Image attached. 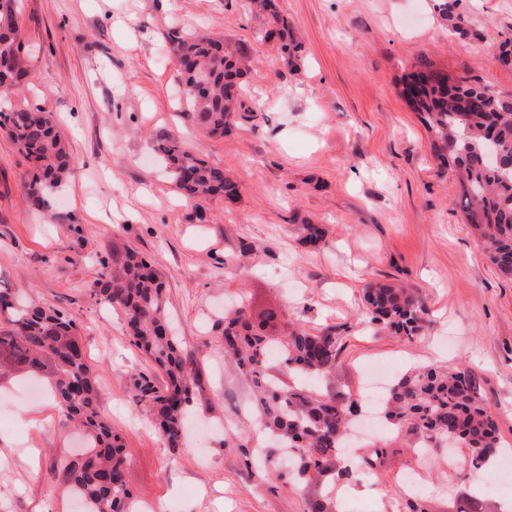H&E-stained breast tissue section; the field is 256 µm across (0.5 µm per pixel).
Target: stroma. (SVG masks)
<instances>
[{
  "label": "stroma",
  "mask_w": 512,
  "mask_h": 512,
  "mask_svg": "<svg viewBox=\"0 0 512 512\" xmlns=\"http://www.w3.org/2000/svg\"><path fill=\"white\" fill-rule=\"evenodd\" d=\"M300 46L286 67L270 23L247 0H21L25 83L14 110L53 112L76 168L52 209L23 188L22 154L0 134V289L61 308L79 327L100 388L99 413L122 439L125 475L140 501L162 512H308L313 487L292 483V463L251 414L252 383L216 345L224 308L248 295L253 313L314 331L338 326L343 349L333 390L361 393V367L424 364L469 370L496 415L501 446L489 473L466 448L415 453L414 438L378 423L343 461L336 512H506L512 504V280L483 256L458 204L456 173L439 168L430 135L403 96L422 64L495 94L512 93L499 44L512 35V0H462L466 35L450 33L434 0H278ZM183 27L247 47L246 118L203 134L178 101L166 34ZM180 137L236 182L199 222L155 152ZM326 242L300 241L302 220ZM249 244L241 253V244ZM134 249L162 275L168 315L203 384L192 429L171 455L133 380L167 379L133 343L120 309L87 293L102 262ZM421 289L433 326L423 336H375L360 322L366 281ZM28 375L0 373V512H75L59 459L81 448L53 398H19ZM383 455H375V448ZM276 461L277 477L257 465ZM421 484L404 487V472Z\"/></svg>",
  "instance_id": "1"
}]
</instances>
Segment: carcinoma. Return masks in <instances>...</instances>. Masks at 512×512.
<instances>
[{
  "label": "carcinoma",
  "instance_id": "obj_1",
  "mask_svg": "<svg viewBox=\"0 0 512 512\" xmlns=\"http://www.w3.org/2000/svg\"><path fill=\"white\" fill-rule=\"evenodd\" d=\"M18 2L0 0V85L10 87L20 85L27 75L19 59ZM459 2L441 0L438 8L454 21V31L462 33L463 19L456 12ZM251 3L272 17L281 57L291 64L295 47L288 42V22L274 0ZM167 38L180 84L185 86L184 111L206 135H224L234 116L246 111L241 93L249 71L247 47H228L183 28L171 30ZM199 66L208 67L209 81L196 93L194 68ZM403 95L431 133L439 165L458 174L464 216L485 257L501 276L512 280V96L492 95L430 65L411 76ZM0 132L28 163V197L39 207L51 208L52 193L73 171L65 138L52 114L41 108L16 112L0 106ZM155 150L178 192L197 208L217 195L237 198L238 185L175 136L157 138ZM301 232L311 245L324 240L319 224L304 223ZM88 294L123 311L133 343L166 374L168 383L160 391L139 376L137 403L150 410L172 453L186 451L188 406L201 389V374L180 338L171 333L163 282L144 256L127 249L102 262ZM362 297L361 322L376 332L411 341L430 326L426 299L417 289L370 281L363 285ZM277 319L278 312L269 310L257 324L247 306L239 304L224 316V358L252 380L253 412L262 430L297 452L295 478L321 485L320 498L310 503V512H334L333 487L349 475L341 455L358 404L349 393L283 384L269 374V358L275 350L289 376L327 382L336 372L343 336L336 327L308 331L295 326L271 338L264 328ZM1 355L12 366L49 379L63 412L62 424L82 428L84 449L65 457L60 473L63 482L84 499L86 512H137L138 504L124 480L125 448L99 416L100 391L75 321L52 304L0 289ZM385 419L400 432L434 441L458 434L476 469L484 467L492 449L499 447L497 422L479 384L458 369L411 370L391 388Z\"/></svg>",
  "mask_w": 512,
  "mask_h": 512
}]
</instances>
